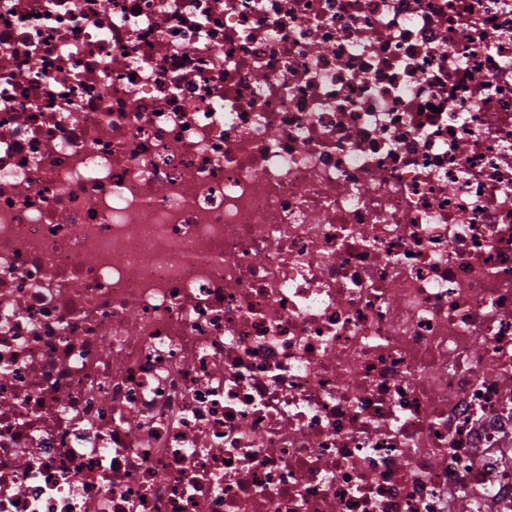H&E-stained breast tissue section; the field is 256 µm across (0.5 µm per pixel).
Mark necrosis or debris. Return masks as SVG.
Wrapping results in <instances>:
<instances>
[{
  "instance_id": "4bbe7bcc",
  "label": "necrosis or debris",
  "mask_w": 512,
  "mask_h": 512,
  "mask_svg": "<svg viewBox=\"0 0 512 512\" xmlns=\"http://www.w3.org/2000/svg\"><path fill=\"white\" fill-rule=\"evenodd\" d=\"M0 512H512V0H0Z\"/></svg>"
}]
</instances>
